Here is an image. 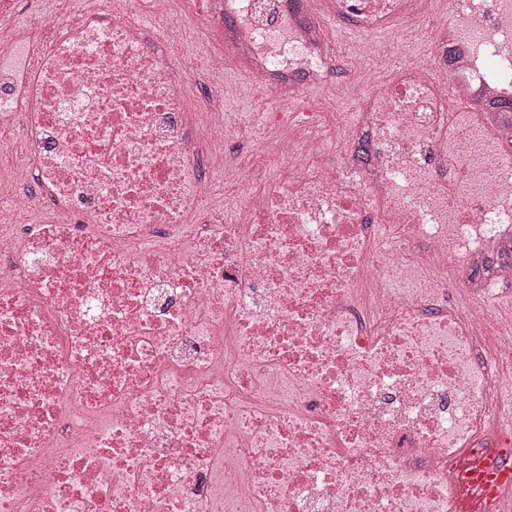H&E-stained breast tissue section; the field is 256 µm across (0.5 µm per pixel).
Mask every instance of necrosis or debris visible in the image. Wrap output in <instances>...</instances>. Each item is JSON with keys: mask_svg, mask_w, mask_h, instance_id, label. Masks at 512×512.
<instances>
[{"mask_svg": "<svg viewBox=\"0 0 512 512\" xmlns=\"http://www.w3.org/2000/svg\"><path fill=\"white\" fill-rule=\"evenodd\" d=\"M248 160L133 0L0 29V512H458L512 436V0H201ZM390 79L348 120L290 103ZM338 33V51L340 52V56L345 63L348 73L352 77L365 78L370 81H383L389 79L390 73L388 71L381 68L369 70L364 66L362 61L352 53L350 46L351 41L353 40V35L349 33L347 29L340 28L338 29ZM224 80V83L235 87L234 95L224 99V114L229 115L236 128L245 133L257 132L268 138L278 137L280 134L274 129L264 128L260 124L261 116L275 108L276 93L260 91L250 77L233 66L225 70Z\"/></svg>", "mask_w": 512, "mask_h": 512, "instance_id": "4bbe7bcc", "label": "necrosis or debris"}]
</instances>
